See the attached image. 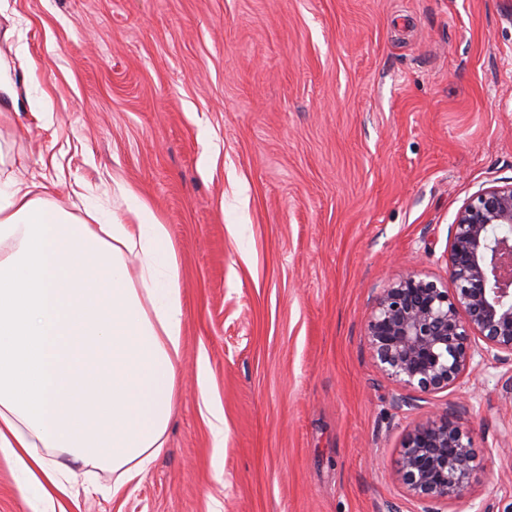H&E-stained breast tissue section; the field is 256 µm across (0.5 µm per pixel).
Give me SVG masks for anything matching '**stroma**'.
<instances>
[{
	"instance_id": "35a3bbf8",
	"label": "stroma",
	"mask_w": 512,
	"mask_h": 512,
	"mask_svg": "<svg viewBox=\"0 0 512 512\" xmlns=\"http://www.w3.org/2000/svg\"><path fill=\"white\" fill-rule=\"evenodd\" d=\"M20 46L0 179L133 224L129 191L185 316L166 448L117 498L111 467L77 469L67 512H428L398 460L444 414L477 456L447 512H512V364L400 406L365 338L396 274L447 282L457 211L512 181V0H0V58Z\"/></svg>"
}]
</instances>
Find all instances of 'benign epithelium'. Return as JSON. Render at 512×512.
<instances>
[{
	"mask_svg": "<svg viewBox=\"0 0 512 512\" xmlns=\"http://www.w3.org/2000/svg\"><path fill=\"white\" fill-rule=\"evenodd\" d=\"M446 285L415 272L376 298L365 336L376 366L409 392L454 386L475 356L512 363V183L482 188L449 227ZM475 456L468 435L443 415L402 446L399 472L415 497H462Z\"/></svg>",
	"mask_w": 512,
	"mask_h": 512,
	"instance_id": "1",
	"label": "benign epithelium"
}]
</instances>
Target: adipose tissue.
<instances>
[{
  "mask_svg": "<svg viewBox=\"0 0 512 512\" xmlns=\"http://www.w3.org/2000/svg\"><path fill=\"white\" fill-rule=\"evenodd\" d=\"M183 334L166 225L89 224L48 184L0 181V454L25 499L56 512L87 461L111 463L116 495L147 472L166 444Z\"/></svg>",
  "mask_w": 512,
  "mask_h": 512,
  "instance_id": "1",
  "label": "adipose tissue"
}]
</instances>
